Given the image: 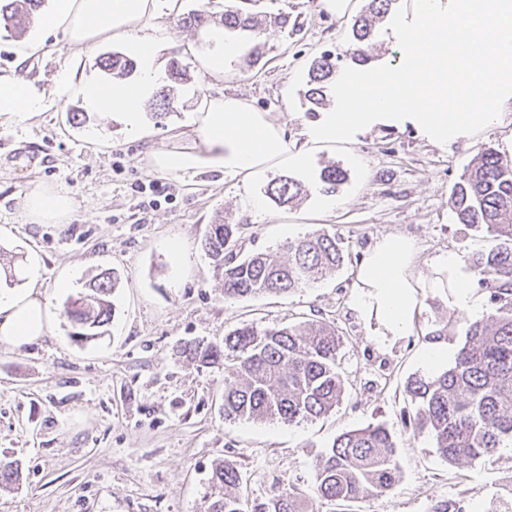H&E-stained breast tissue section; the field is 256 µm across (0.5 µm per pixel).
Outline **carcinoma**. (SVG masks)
Masks as SVG:
<instances>
[{
    "mask_svg": "<svg viewBox=\"0 0 512 512\" xmlns=\"http://www.w3.org/2000/svg\"><path fill=\"white\" fill-rule=\"evenodd\" d=\"M226 0L219 23L224 30L248 35L252 45L244 61L263 55L260 33L276 26L291 34L298 24L288 16L262 17ZM397 0H366L353 19L349 55L359 63L370 60L376 23ZM44 0H0V26L23 30L35 19ZM214 23L206 9H193L178 25L194 33ZM338 58L315 57L310 65L304 99L315 112L333 89ZM100 66L116 79L130 77L133 58L120 51L104 57ZM346 173L336 165L321 169L307 184L282 174L266 186V195L283 207L311 191L334 194ZM448 207L459 224L492 236L497 244L485 253L464 257V265L488 295V313L460 328L463 339L454 364L433 376L413 377L406 393L417 403L409 420L413 433L432 436L438 456L450 463L472 462L512 442V161L492 148L478 151L451 192ZM239 225L219 218L208 225L202 247L224 282V299L284 294L306 288L337 270L344 252L336 234L319 230L290 240L275 250L241 255ZM117 275L103 274L68 304L67 318L78 327L73 337L88 340L104 333L112 317L107 299ZM344 336L336 325L312 320L260 328L243 324L224 336V345L187 344L183 352L204 364L224 363V418L298 424L317 419L340 403L344 381L337 363ZM397 445L382 426L346 430L336 435L313 475L314 494L331 503H353L385 496L401 482ZM240 473L220 462L212 469L209 512H305L306 495L293 487L276 489L262 501L243 499L237 492Z\"/></svg>",
    "mask_w": 512,
    "mask_h": 512,
    "instance_id": "carcinoma-1",
    "label": "carcinoma"
}]
</instances>
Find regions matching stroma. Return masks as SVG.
I'll return each instance as SVG.
<instances>
[{
	"label": "stroma",
	"mask_w": 512,
	"mask_h": 512,
	"mask_svg": "<svg viewBox=\"0 0 512 512\" xmlns=\"http://www.w3.org/2000/svg\"><path fill=\"white\" fill-rule=\"evenodd\" d=\"M200 0H158L167 27L158 60L179 57L189 83L175 85V102L162 116L147 114L148 134L128 136L119 116L85 111L80 99L59 103L57 79L66 67L77 78L103 77L98 49L76 54L62 34H50L49 54L16 67L13 32L0 28V70L16 69L21 81L44 92L33 115L0 117V289L22 284L27 257L41 259L38 284L54 324L36 343L0 345V458L13 460L17 481L0 484V512H207L212 466L236 465L243 498L262 500L273 490L307 491V512H333L310 496L312 472L342 431L383 425L398 444L403 470L389 495L350 504V512H430L435 500L462 501L466 512H506L512 497V445L472 463L451 465L438 457L430 436L413 434L407 422L415 405L405 392L409 377L428 375L423 359L428 333L445 322L467 321L449 289L433 287L438 263L448 254L489 251L492 237L456 223L448 198L477 152L491 147L512 158V112L490 130L474 129L441 149L409 128H374L357 133L349 148L317 153L313 172L336 163L348 179L336 207L314 214L311 194L293 207L268 203L263 223L245 212L235 181L214 171L163 173L151 154L180 148L178 132L191 119L189 85L199 84L197 61L187 49L192 32L177 25L179 12ZM364 0H351L344 16L320 9L318 0H256L254 8L298 17L302 30L286 36L265 32V54L249 67L227 62L222 91L244 96L299 136L314 120L303 93L311 59L329 51L340 69L352 20ZM410 16L399 0L378 26L374 61L397 63L398 27ZM82 115L80 124L67 120ZM37 188L69 196L65 218L34 220L26 207ZM240 227L246 253L275 248L326 228L340 238L343 267L286 296L225 299L201 241L216 215ZM402 234L416 247L414 279L419 310L408 335L379 342L376 319L360 316L357 272L368 247L380 236ZM185 242L188 263L178 269L170 253ZM78 268L68 287L61 273ZM116 271L112 320L104 336L84 342L64 314L70 297L90 279ZM258 326L301 320L335 322L344 336L338 362L345 382L341 403L313 422L229 421L224 417V370L203 366L180 351L184 342L222 343L244 321Z\"/></svg>",
	"instance_id": "35a3bbf8"
}]
</instances>
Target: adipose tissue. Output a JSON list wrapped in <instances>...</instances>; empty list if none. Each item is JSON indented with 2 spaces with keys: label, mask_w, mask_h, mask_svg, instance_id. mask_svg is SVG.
<instances>
[{
  "label": "adipose tissue",
  "mask_w": 512,
  "mask_h": 512,
  "mask_svg": "<svg viewBox=\"0 0 512 512\" xmlns=\"http://www.w3.org/2000/svg\"><path fill=\"white\" fill-rule=\"evenodd\" d=\"M411 12L400 65L343 70L335 108L322 113L300 142L247 99L210 93L209 81L223 80L226 60L244 47L223 26H209L191 46L207 79L194 94V144L155 153V166L166 173L210 169L236 180L246 211L259 222L266 205L253 194L255 184L276 168L310 174L315 154L349 143L358 130L408 124L445 146L470 130L494 126L512 108V0H412ZM39 25L43 36L19 42L18 65L45 53L49 32L63 33L81 52L109 39L127 47L137 61L134 78L78 82L67 69L61 82L88 110L120 115L130 132H141L144 107L165 80L157 64L162 26L155 0H52ZM43 98L16 73H0V116L38 111ZM414 258L411 238L387 234L359 266L357 308L375 315L381 337L403 336L412 327L419 307L410 274ZM38 269V256H31L27 283L0 293V343L20 348L46 335L50 311L37 286Z\"/></svg>",
  "instance_id": "adipose-tissue-1"
}]
</instances>
